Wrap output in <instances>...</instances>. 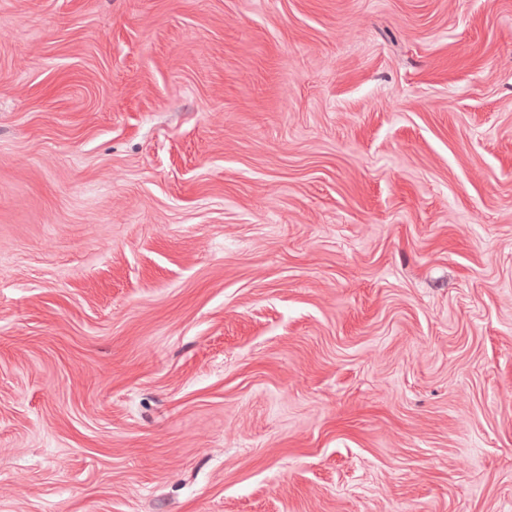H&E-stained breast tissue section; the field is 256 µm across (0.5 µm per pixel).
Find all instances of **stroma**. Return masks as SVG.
Returning <instances> with one entry per match:
<instances>
[{"mask_svg":"<svg viewBox=\"0 0 512 512\" xmlns=\"http://www.w3.org/2000/svg\"><path fill=\"white\" fill-rule=\"evenodd\" d=\"M0 512H512V0H0Z\"/></svg>","mask_w":512,"mask_h":512,"instance_id":"1","label":"stroma"}]
</instances>
